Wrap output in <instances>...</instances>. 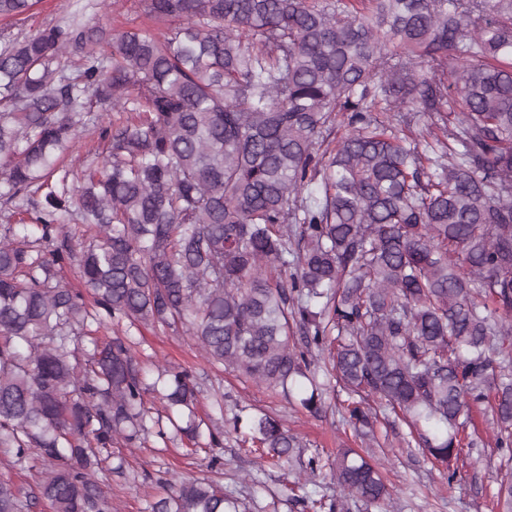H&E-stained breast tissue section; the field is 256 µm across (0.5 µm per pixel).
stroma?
I'll list each match as a JSON object with an SVG mask.
<instances>
[{
  "label": "stroma",
  "instance_id": "stroma-1",
  "mask_svg": "<svg viewBox=\"0 0 512 512\" xmlns=\"http://www.w3.org/2000/svg\"><path fill=\"white\" fill-rule=\"evenodd\" d=\"M76 15L83 21L115 31L150 25L145 17L113 8L112 0H40L33 15L16 25L13 32L24 37L46 23L65 22ZM105 334L128 335L141 354L145 370H153L158 363L191 370L200 389L202 406H209L213 390L218 387L224 394L225 408L240 402L265 410L282 420L286 428L307 439L322 456L335 455L340 448H353L370 456L392 490L393 503L387 512H489L498 489V475L507 467L506 459L497 453L486 454L477 463L461 459V480L451 486L421 450L401 445L400 436L407 430L404 423L378 426L377 440L371 444L358 437L353 428L342 422L337 411L346 398L344 392L328 393V410L316 418L237 373L213 368L182 330L146 326L126 331L112 324ZM122 453L127 458V473L112 474L103 485L112 497V512H144L147 500L166 476L189 479L207 471V454L186 457L178 441L165 446L153 438L145 445L123 448ZM217 454L223 463L225 492L245 502L250 512H303L301 498L291 490L294 477L287 468H267L261 484L254 485L245 481L244 476L253 471L255 458L243 449L239 440L224 438Z\"/></svg>",
  "mask_w": 512,
  "mask_h": 512
}]
</instances>
